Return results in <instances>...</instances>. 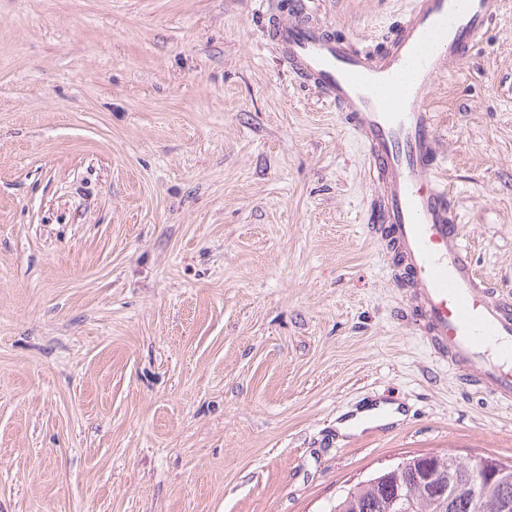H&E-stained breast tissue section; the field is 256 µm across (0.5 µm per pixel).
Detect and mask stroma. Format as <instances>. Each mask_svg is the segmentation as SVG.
<instances>
[{
	"instance_id": "stroma-1",
	"label": "stroma",
	"mask_w": 512,
	"mask_h": 512,
	"mask_svg": "<svg viewBox=\"0 0 512 512\" xmlns=\"http://www.w3.org/2000/svg\"><path fill=\"white\" fill-rule=\"evenodd\" d=\"M278 0H0V512H331L415 455L512 464V407L413 325ZM407 0H314L361 48ZM476 270L512 296V0L436 82ZM401 420L336 424L370 402Z\"/></svg>"
}]
</instances>
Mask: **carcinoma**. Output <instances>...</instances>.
<instances>
[{
	"mask_svg": "<svg viewBox=\"0 0 512 512\" xmlns=\"http://www.w3.org/2000/svg\"><path fill=\"white\" fill-rule=\"evenodd\" d=\"M468 465L453 454L441 456L432 480L419 481L406 475L404 497L399 501L368 480L338 501L339 512H502L503 501L512 498V482L495 481L475 498L455 496L451 489L443 496L436 493L435 485H446L450 478L461 480Z\"/></svg>",
	"mask_w": 512,
	"mask_h": 512,
	"instance_id": "1",
	"label": "carcinoma"
}]
</instances>
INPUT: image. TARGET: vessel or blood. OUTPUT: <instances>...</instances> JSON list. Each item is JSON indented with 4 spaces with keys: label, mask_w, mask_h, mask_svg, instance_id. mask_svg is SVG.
I'll return each instance as SVG.
<instances>
[{
    "label": "vessel or blood",
    "mask_w": 512,
    "mask_h": 512,
    "mask_svg": "<svg viewBox=\"0 0 512 512\" xmlns=\"http://www.w3.org/2000/svg\"><path fill=\"white\" fill-rule=\"evenodd\" d=\"M501 0H410L384 53L336 38L310 0L267 18L283 65L314 88L366 149L376 195L372 222L395 259L412 320L438 357L512 405V298L475 270L459 223L428 99L441 74L467 59Z\"/></svg>",
    "instance_id": "vessel-or-blood-1"
}]
</instances>
